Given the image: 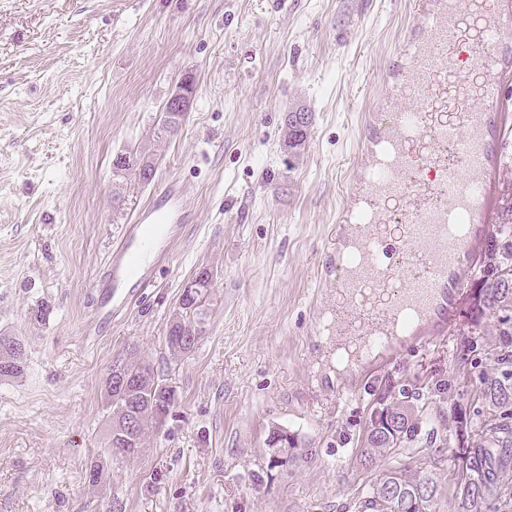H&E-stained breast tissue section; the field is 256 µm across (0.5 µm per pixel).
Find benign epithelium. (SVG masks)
<instances>
[{
    "label": "benign epithelium",
    "instance_id": "benign-epithelium-1",
    "mask_svg": "<svg viewBox=\"0 0 512 512\" xmlns=\"http://www.w3.org/2000/svg\"><path fill=\"white\" fill-rule=\"evenodd\" d=\"M187 84L183 83L175 87L165 102L163 112H187L189 111L191 95L185 91ZM213 277L205 274L189 281L184 291L187 299H192L202 288L212 287ZM185 314L184 303H179V309L172 318V324H181L175 329L174 336L170 337L176 344L188 345L197 338V326L182 323L181 315ZM107 380L112 388L119 390L125 397V403L118 413V424L112 442L121 445L126 442H134L137 429L146 415L154 416L158 421H163L173 404L171 396L175 395L173 388L165 381L159 380L155 371L146 367L136 374L130 373L124 365L115 360L107 374ZM298 443L295 434L281 427L270 430L267 438L266 452L269 457L280 460L282 454L289 447Z\"/></svg>",
    "mask_w": 512,
    "mask_h": 512
}]
</instances>
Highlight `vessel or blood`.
<instances>
[{
	"instance_id": "1",
	"label": "vessel or blood",
	"mask_w": 512,
	"mask_h": 512,
	"mask_svg": "<svg viewBox=\"0 0 512 512\" xmlns=\"http://www.w3.org/2000/svg\"><path fill=\"white\" fill-rule=\"evenodd\" d=\"M413 20L390 55L383 102L369 113L357 167L321 277L344 304L321 315L338 357L377 362L399 336L452 329L455 297L490 235L499 142L512 130V0H412ZM480 20L478 85L461 69L464 15ZM457 146L447 163L435 146ZM187 187L167 183L125 225L90 283L88 337L153 286L160 259L191 223Z\"/></svg>"
}]
</instances>
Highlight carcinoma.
<instances>
[{"label": "carcinoma", "instance_id": "carcinoma-1", "mask_svg": "<svg viewBox=\"0 0 512 512\" xmlns=\"http://www.w3.org/2000/svg\"><path fill=\"white\" fill-rule=\"evenodd\" d=\"M310 124L308 120L301 129L285 131L289 150L298 152L304 148ZM125 170L138 172L144 183L152 180L154 172L151 166L141 167L140 157L132 154L128 155ZM479 272L480 288L472 319L477 322L486 315L497 317L498 335L505 338L497 361L512 366V188L503 189L497 229L484 248ZM481 384L484 410L467 421L455 420L456 436H471L473 448L472 467L455 483L457 512H487L490 507L493 512H512V481L503 476L512 453V370L503 372L500 378L485 377ZM377 413L398 424L395 431L386 434L368 430L361 451L366 465L390 459L399 449L418 442L423 424L421 410L396 397L377 408ZM153 427L152 421H143L136 447L110 445L106 448L109 458L119 461L138 455ZM384 479L399 489L398 497H383L375 480L361 490L360 512H437L439 482L435 473L399 463L385 468Z\"/></svg>", "mask_w": 512, "mask_h": 512}]
</instances>
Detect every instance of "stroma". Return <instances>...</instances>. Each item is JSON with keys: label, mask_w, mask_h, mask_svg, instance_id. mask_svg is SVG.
<instances>
[{"label": "stroma", "mask_w": 512, "mask_h": 512, "mask_svg": "<svg viewBox=\"0 0 512 512\" xmlns=\"http://www.w3.org/2000/svg\"><path fill=\"white\" fill-rule=\"evenodd\" d=\"M408 0H0V334L24 347L0 378V512H358L370 417L398 391L419 397L428 438L408 452L435 469L455 512L450 410L482 404L500 376L495 318L403 345L353 387L316 332L335 307L319 275L352 181L362 113L377 106ZM190 108L161 133L182 81ZM310 112L299 155L289 111ZM153 153V181L115 175L118 154ZM170 179L194 215L156 283L99 337L77 328L122 225ZM213 274L207 333L190 354L165 336L185 284ZM46 307L37 319V307ZM175 390L139 456L89 468L110 420L104 379L127 348ZM313 457L268 470L272 427Z\"/></svg>", "instance_id": "stroma-1"}]
</instances>
